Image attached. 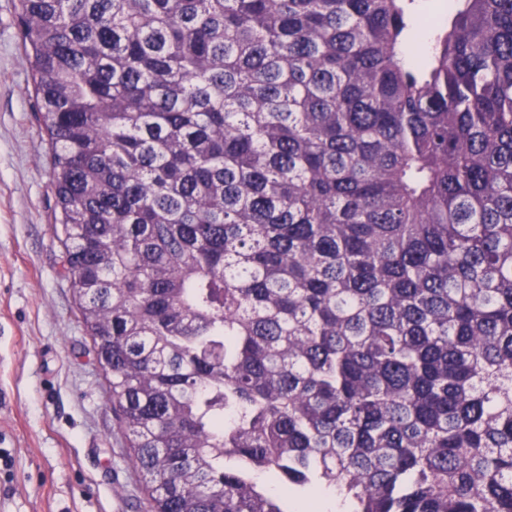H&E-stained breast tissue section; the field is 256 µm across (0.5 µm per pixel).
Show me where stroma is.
I'll use <instances>...</instances> for the list:
<instances>
[{
	"label": "stroma",
	"instance_id": "stroma-1",
	"mask_svg": "<svg viewBox=\"0 0 512 512\" xmlns=\"http://www.w3.org/2000/svg\"><path fill=\"white\" fill-rule=\"evenodd\" d=\"M16 5L0 0V512H149L63 275Z\"/></svg>",
	"mask_w": 512,
	"mask_h": 512
}]
</instances>
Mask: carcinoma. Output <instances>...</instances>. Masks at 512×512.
<instances>
[{"label": "carcinoma", "instance_id": "cac0c4a2", "mask_svg": "<svg viewBox=\"0 0 512 512\" xmlns=\"http://www.w3.org/2000/svg\"><path fill=\"white\" fill-rule=\"evenodd\" d=\"M458 2L413 64L414 0H19L152 512H512V0Z\"/></svg>", "mask_w": 512, "mask_h": 512}]
</instances>
